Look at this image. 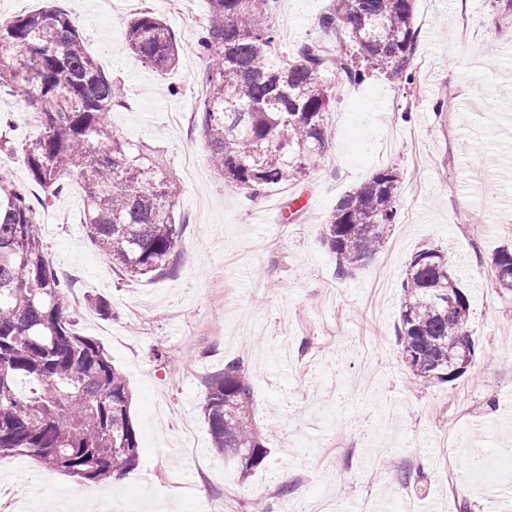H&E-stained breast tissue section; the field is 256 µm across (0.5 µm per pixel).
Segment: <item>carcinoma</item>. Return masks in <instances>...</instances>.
<instances>
[{"instance_id": "obj_1", "label": "carcinoma", "mask_w": 512, "mask_h": 512, "mask_svg": "<svg viewBox=\"0 0 512 512\" xmlns=\"http://www.w3.org/2000/svg\"><path fill=\"white\" fill-rule=\"evenodd\" d=\"M272 2L207 0L196 43L208 64L195 125L214 170L249 197L301 182L324 161L332 81L360 84L375 73L417 81L415 0H330L319 27H343L353 44L336 55L312 41L283 49L268 22ZM126 44L157 72L178 64L176 36L148 9L127 22ZM1 88L39 118L41 133L22 150L43 196L0 170V457L34 456L80 481L123 477L140 462L129 383L67 315V284L44 255L37 206L78 184L96 249L121 274L152 279L177 258L180 186L150 149L114 133L109 116L123 104L121 85L58 7L0 21ZM401 185L397 169H381L323 217L322 244L337 276L373 261L396 221ZM492 263L495 284L512 291V251ZM402 290L395 334L403 364L415 378L459 379L475 343L470 301L448 253L415 251ZM252 404V379L238 361L209 376L201 413L211 447L244 478L267 457Z\"/></svg>"}]
</instances>
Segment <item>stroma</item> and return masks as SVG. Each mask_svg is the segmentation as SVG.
<instances>
[{"instance_id":"35a3bbf8","label":"stroma","mask_w":512,"mask_h":512,"mask_svg":"<svg viewBox=\"0 0 512 512\" xmlns=\"http://www.w3.org/2000/svg\"><path fill=\"white\" fill-rule=\"evenodd\" d=\"M104 70L127 88L109 120L113 131L157 150L182 193L175 211L183 232L173 273L149 280L116 273L90 242L75 190L39 208L44 252L70 284L68 313L101 342L128 376L140 464L111 497L100 483L46 470L30 456L0 458V484L17 492L23 512L30 478L43 506L78 512H251L256 497L277 496L276 512H309L324 501L333 512H484L482 494L512 486L474 472L478 450L512 439V294L493 282L492 259L512 247V15L489 0H467L470 36L455 25L457 0H418L417 82L401 87L381 75L336 82L329 114L333 139L322 167L296 186L245 197L216 174L200 130L170 121L194 112L198 76L207 65L193 47L205 0H182L165 19L184 60L161 74L129 54V18L159 0H56ZM328 0H275L281 44L319 41L349 50L317 18ZM38 124L22 102L0 91V166L19 183L28 175L22 140ZM200 161L195 181L182 158ZM402 176L398 218L374 261L340 279L321 242L320 219L348 191L384 168ZM305 209L292 217L289 204ZM439 247L457 265L473 310L476 343L469 373L453 383L413 379L395 340L401 283L411 255ZM107 299L113 318L89 310ZM237 359L254 385L252 416L269 456L248 479L210 449L200 413L206 377ZM196 432L187 454L183 424ZM419 467L416 484L398 472ZM290 485L279 496L281 485Z\"/></svg>"}]
</instances>
